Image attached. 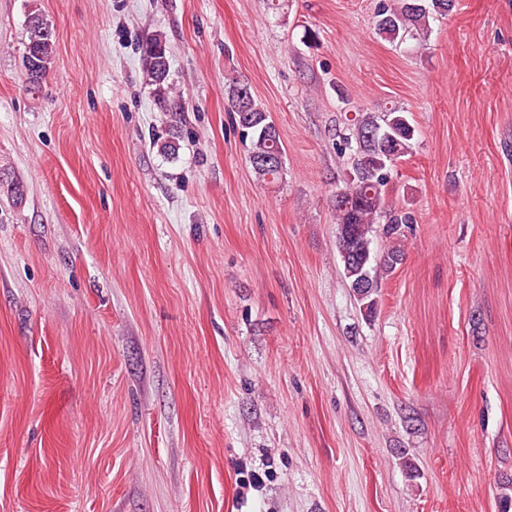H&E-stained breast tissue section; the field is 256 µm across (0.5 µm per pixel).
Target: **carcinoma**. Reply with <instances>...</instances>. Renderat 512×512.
Instances as JSON below:
<instances>
[{
    "instance_id": "obj_1",
    "label": "carcinoma",
    "mask_w": 512,
    "mask_h": 512,
    "mask_svg": "<svg viewBox=\"0 0 512 512\" xmlns=\"http://www.w3.org/2000/svg\"><path fill=\"white\" fill-rule=\"evenodd\" d=\"M454 0H397L382 4L375 22L376 34L390 43H402L416 36L426 40L431 31L430 21L448 15ZM27 41L24 45L23 67L29 68L38 87L53 63V32L44 20L38 4H28L26 16ZM144 62V73L152 87L153 97L160 111L170 113V124L165 135L153 139V145L165 156L175 159L180 149L179 138L184 112L188 111L186 98L177 90L170 77L169 46L165 37L153 34L138 45ZM230 111L236 115L243 135L250 138L248 162L256 178L275 183L282 175L283 161L267 165L264 160L275 154H284L280 136L268 113L259 106L250 88L239 82L229 84ZM416 128L407 111L389 108L383 112H364L354 118L349 134L341 138L343 149L351 152V164L337 178L335 192L346 193V198H331V209L337 226V250L349 285L365 282L359 289L360 301L373 312L380 277L395 270L404 259L401 238L404 231L417 222L416 216L406 210L389 207L388 185L394 168L412 149ZM384 220L382 235L388 242L383 251L373 248L375 224Z\"/></svg>"
}]
</instances>
